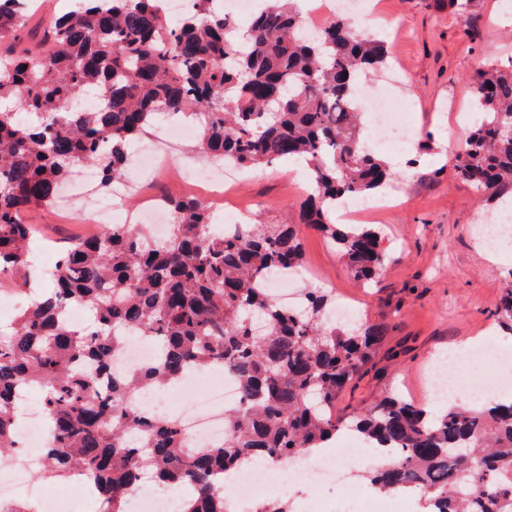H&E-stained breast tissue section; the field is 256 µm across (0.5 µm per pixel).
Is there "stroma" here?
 <instances>
[{
  "label": "stroma",
  "mask_w": 512,
  "mask_h": 512,
  "mask_svg": "<svg viewBox=\"0 0 512 512\" xmlns=\"http://www.w3.org/2000/svg\"><path fill=\"white\" fill-rule=\"evenodd\" d=\"M499 4L473 0L476 35L470 38L463 22L435 0H379L391 62L404 73L400 91L408 117L371 135L370 147L395 171L388 191L394 208L363 214L361 221L377 226L389 259L376 282L363 287L323 234L302 232L312 287L347 303L363 322L385 328L367 372L342 395L337 414L386 393L439 409L425 375L434 356L479 337L512 343L495 316L504 288L512 283V245L495 256L480 246L473 217L488 205L452 170L453 148L470 123L472 73L512 57V18L502 17ZM392 134L405 139V152L384 148ZM427 139L434 150L418 153V142ZM301 175L295 162L283 160L244 172L235 198L252 202L253 218L277 223L302 201ZM32 220L36 237L54 254L62 242L88 230L77 207L69 212L38 208Z\"/></svg>",
  "instance_id": "obj_1"
}]
</instances>
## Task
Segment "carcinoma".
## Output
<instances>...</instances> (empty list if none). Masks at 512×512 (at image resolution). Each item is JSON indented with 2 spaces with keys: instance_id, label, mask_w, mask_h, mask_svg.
Returning <instances> with one entry per match:
<instances>
[{
  "instance_id": "carcinoma-1",
  "label": "carcinoma",
  "mask_w": 512,
  "mask_h": 512,
  "mask_svg": "<svg viewBox=\"0 0 512 512\" xmlns=\"http://www.w3.org/2000/svg\"><path fill=\"white\" fill-rule=\"evenodd\" d=\"M38 35L27 0H0V273L18 285L41 279L30 260L32 209L48 207L73 168L94 163L103 187L120 181L127 147L159 113L201 114L196 151L259 168L307 161L314 184L299 213L348 258L356 281L386 261L379 233L336 227V206L374 197L393 177L372 152L358 91L391 68L376 34L343 12L307 34L297 0H266L239 30L212 0L172 25L157 0H80ZM475 36L471 0H444ZM169 29L168 41L156 40ZM476 119L454 153V175L512 207V59L472 75ZM173 224L158 241L141 226L113 224L63 251L53 286L0 330V458L16 442V392L38 388L53 433L40 478L71 470L95 482L102 512H124L145 472L190 498L182 512H225L215 476L244 462L272 464L322 448L350 430L386 452L365 473L386 493L408 492L419 512H512V400L451 406L431 415L404 397H383L345 418L336 401L372 362L380 325L327 320L331 299L313 289L302 308L277 303L260 282L303 267L296 224L213 228L196 196L168 200ZM79 303L84 331L63 319ZM512 333V286L495 311ZM134 329L156 361L112 376L113 351ZM221 365L237 380L224 410V442L192 448L171 417L138 409L134 395L179 381L189 366Z\"/></svg>"
}]
</instances>
